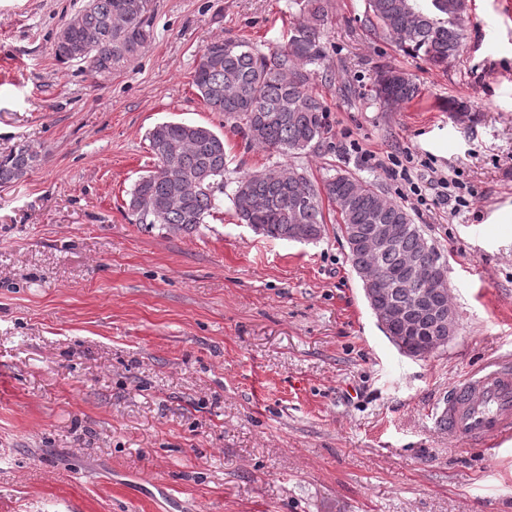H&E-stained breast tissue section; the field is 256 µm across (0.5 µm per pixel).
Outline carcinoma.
<instances>
[{
	"instance_id": "1",
	"label": "carcinoma",
	"mask_w": 512,
	"mask_h": 512,
	"mask_svg": "<svg viewBox=\"0 0 512 512\" xmlns=\"http://www.w3.org/2000/svg\"><path fill=\"white\" fill-rule=\"evenodd\" d=\"M422 8L417 0H366V21L386 35L421 53L434 68L446 69L462 47L466 0H430ZM154 0H87L66 26L73 44L83 50L74 56L60 41L53 44L57 59L85 66L92 74L113 73L126 67L151 43ZM302 19L289 29L287 43L266 56L245 39H216L202 50L192 84L212 112L224 113L249 143L283 156L307 150L322 137L326 109L313 94L311 67L325 56L328 14L324 0H304ZM379 71L374 98L390 107L405 103L417 93L412 78L403 76L382 86ZM155 170L140 177L130 192V206L145 224H163L175 231L198 229L219 211L224 193L227 155L224 139L210 128L165 121L147 133ZM179 144V168L197 177L185 195L168 173L167 147ZM38 151L22 144L0 155V186L23 179L37 161ZM340 214L341 233L370 236L378 224H407L386 247L349 249L353 269L363 284L370 307L387 303L420 304L435 300L427 277L444 267L436 250L423 251L422 230L399 204L372 184L348 174H338L319 186L305 175L284 168L238 178L232 192L235 213L242 224L267 238L297 240L292 234L303 225L315 241L324 231L323 201ZM440 330L429 318L420 320L410 336L415 346Z\"/></svg>"
}]
</instances>
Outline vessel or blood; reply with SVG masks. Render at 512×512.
Returning <instances> with one entry per match:
<instances>
[{
	"instance_id": "vessel-or-blood-1",
	"label": "vessel or blood",
	"mask_w": 512,
	"mask_h": 512,
	"mask_svg": "<svg viewBox=\"0 0 512 512\" xmlns=\"http://www.w3.org/2000/svg\"><path fill=\"white\" fill-rule=\"evenodd\" d=\"M434 418L449 438L470 447L511 441L512 359L493 361L449 388Z\"/></svg>"
}]
</instances>
